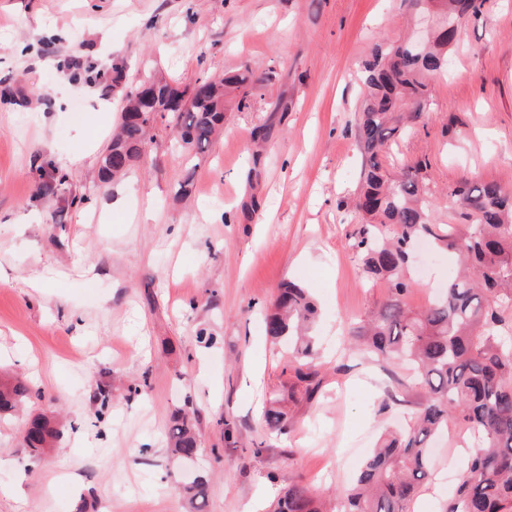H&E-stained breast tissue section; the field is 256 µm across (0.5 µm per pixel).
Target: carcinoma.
I'll list each match as a JSON object with an SVG mask.
<instances>
[{"label":"carcinoma","mask_w":512,"mask_h":512,"mask_svg":"<svg viewBox=\"0 0 512 512\" xmlns=\"http://www.w3.org/2000/svg\"><path fill=\"white\" fill-rule=\"evenodd\" d=\"M485 0H413L412 6L443 7L439 33L418 48L411 43L376 46L363 64L364 87L357 141L363 165L356 197L361 221L356 247L368 280L382 281L387 299L355 337L376 361L410 368L425 394L408 428L388 435L362 466L356 483L336 497V512H411L421 488L433 479L435 434L459 416L471 434V453L455 493L441 512H512V192L494 181L463 180L448 196L463 202L465 229H443L430 220L433 193L427 163L418 160L391 177L384 148L423 122L430 81L448 69L450 44L462 25L482 13ZM249 71H232L216 82L202 73L183 88L166 80L141 94L130 91L121 103V122L98 158V177L107 183L139 160L148 130L164 119L179 133V147L196 156L211 145L224 124L232 92L237 108L246 106ZM39 192L69 207L87 200L51 160L35 170ZM429 239L457 257L461 265L428 306L411 309L404 301L414 286L408 277L414 243ZM315 308L304 289L286 282L266 316V333L288 339V369L301 399L312 402L322 384L317 352L306 324ZM33 398L19 379L0 383V415ZM272 432L287 430V414L275 406L264 413ZM24 443L38 460L59 436L44 416L27 425ZM171 453L193 460L200 440L187 413L173 417ZM208 481L197 476L183 493L195 509ZM273 512H322L309 485L297 481L279 497Z\"/></svg>","instance_id":"obj_1"}]
</instances>
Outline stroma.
Returning a JSON list of instances; mask_svg holds the SVG:
<instances>
[{
	"label": "stroma",
	"instance_id": "stroma-1",
	"mask_svg": "<svg viewBox=\"0 0 512 512\" xmlns=\"http://www.w3.org/2000/svg\"><path fill=\"white\" fill-rule=\"evenodd\" d=\"M484 14L449 47L424 128L392 146L429 163L439 224L465 225L448 196L462 179L512 190V0H486ZM411 23L405 0H0V371L35 393L0 418V512H191L168 451L189 398L204 512H266L297 481L335 494L416 412L421 390L403 367L348 345L387 294L355 246L361 65ZM243 67L257 79L250 103L228 107L189 196L163 120L133 170L100 183L126 92L160 73L185 86ZM46 158L87 204L39 193L32 171ZM456 268L420 243L408 305L425 307ZM285 280L317 306L324 383L277 435L262 412L293 379L264 315ZM37 414L60 436L33 462L22 431ZM467 434L453 420L434 440L437 479L414 512H439L454 492ZM19 479L21 500L8 493Z\"/></svg>",
	"mask_w": 512,
	"mask_h": 512
}]
</instances>
